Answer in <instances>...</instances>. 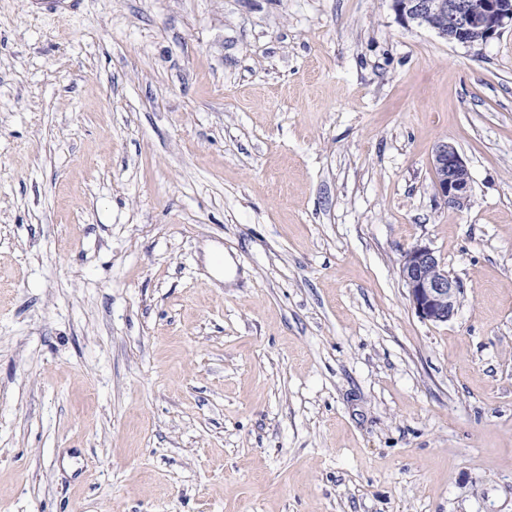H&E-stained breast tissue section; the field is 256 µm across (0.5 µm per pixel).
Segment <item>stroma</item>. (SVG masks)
<instances>
[{
  "label": "stroma",
  "instance_id": "obj_1",
  "mask_svg": "<svg viewBox=\"0 0 512 512\" xmlns=\"http://www.w3.org/2000/svg\"><path fill=\"white\" fill-rule=\"evenodd\" d=\"M0 512H512V26L0 0ZM431 164L438 195L449 205L463 206L470 197L472 176L457 149L448 142H439ZM400 277L409 290L416 314L425 321L445 323L456 314L461 287L448 275L439 256L427 245L417 244L407 251Z\"/></svg>",
  "mask_w": 512,
  "mask_h": 512
}]
</instances>
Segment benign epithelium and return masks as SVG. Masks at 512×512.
Wrapping results in <instances>:
<instances>
[{
	"label": "benign epithelium",
	"instance_id": "7a95c632",
	"mask_svg": "<svg viewBox=\"0 0 512 512\" xmlns=\"http://www.w3.org/2000/svg\"><path fill=\"white\" fill-rule=\"evenodd\" d=\"M399 17L435 31L451 42L469 43L468 31L477 29L484 39L512 24V0H394ZM435 187L445 203L461 207L470 197L472 176L457 149L448 142L436 145L432 155ZM400 277L409 290L416 314L432 323H445L456 314L461 287L448 275L439 256L427 245L407 251Z\"/></svg>",
	"mask_w": 512,
	"mask_h": 512
}]
</instances>
